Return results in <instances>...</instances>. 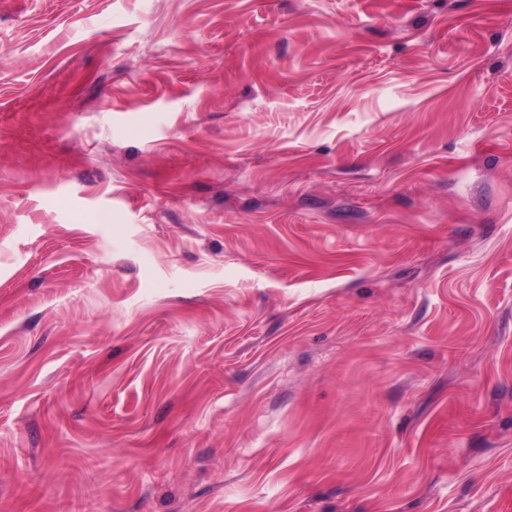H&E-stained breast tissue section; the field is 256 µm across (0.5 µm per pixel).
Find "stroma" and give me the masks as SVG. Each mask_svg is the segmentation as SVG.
Wrapping results in <instances>:
<instances>
[{
  "label": "stroma",
  "instance_id": "35a3bbf8",
  "mask_svg": "<svg viewBox=\"0 0 512 512\" xmlns=\"http://www.w3.org/2000/svg\"><path fill=\"white\" fill-rule=\"evenodd\" d=\"M0 512H512V0H0Z\"/></svg>",
  "mask_w": 512,
  "mask_h": 512
}]
</instances>
